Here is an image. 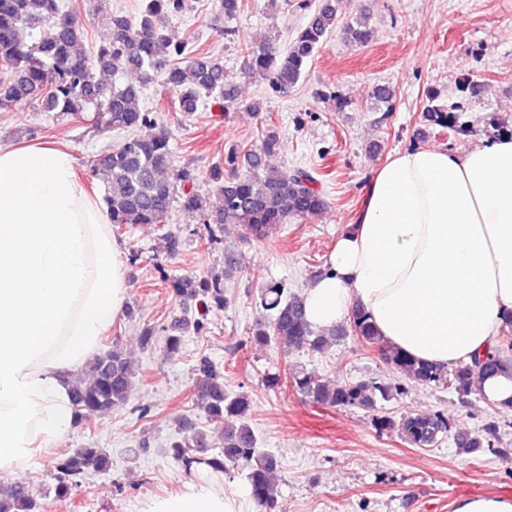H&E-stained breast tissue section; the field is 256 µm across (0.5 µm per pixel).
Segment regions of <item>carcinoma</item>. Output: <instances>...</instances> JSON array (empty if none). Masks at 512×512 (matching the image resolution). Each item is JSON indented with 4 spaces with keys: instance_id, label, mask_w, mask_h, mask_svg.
Listing matches in <instances>:
<instances>
[{
    "instance_id": "carcinoma-1",
    "label": "carcinoma",
    "mask_w": 512,
    "mask_h": 512,
    "mask_svg": "<svg viewBox=\"0 0 512 512\" xmlns=\"http://www.w3.org/2000/svg\"><path fill=\"white\" fill-rule=\"evenodd\" d=\"M183 9V0H143L134 17L112 16L111 31L87 55L79 51L85 31L80 22L60 7V0H0V109L35 104L44 112H56L75 119L93 114L96 124L110 130L155 127L148 137L133 136L99 153L93 172L103 176L104 199L110 209L113 227L123 230L139 225L163 226L168 223L172 203L180 200L183 209L199 214L210 232H224L232 224L255 240L266 239L273 229L298 218L319 213L325 206L320 191L313 187V176L304 170L283 173L271 168L268 157L278 144V133L264 129L260 145L240 155L230 152L225 166L210 170L222 204L211 207L195 188L196 174L189 168H176L171 132L158 125L153 113L139 107L141 86L134 83L108 84L103 76L118 71L134 72L148 80L163 75L178 111L191 114L204 102L223 112L245 109L261 111L258 102H244L236 82L224 71L218 56L199 52L189 40H175L166 22ZM336 0H322L308 16L294 39L285 47L270 40L247 48L248 73L267 81L275 91L294 87L305 68L336 28ZM346 36L363 46L371 32L362 21L349 24ZM460 105L428 104L421 119L433 131L452 129L459 123ZM172 294L193 298L203 311L200 317L179 324L204 327L206 311L224 307V274L213 271L197 276L163 275ZM260 307L269 319L256 323L250 341L274 344L284 354L294 351L320 352L336 342V331L317 334L306 320L305 301L298 294H286L278 284L261 291ZM351 332L367 347H377L385 361L399 374L418 385H432L461 396L478 391L481 380L495 375H512L511 330L498 337L497 344L472 363L442 369L415 361L397 351L381 347L379 336L363 311L349 317ZM196 371L202 384L201 401L211 420L224 423L217 433L221 454L198 458L192 448L208 446L207 436L196 434L193 443L176 441L174 460L187 470L204 465L225 471L240 462L249 465L248 485L252 502L262 512H283L277 501L274 474L277 458L257 448V438L248 425L251 401L244 393L229 394L224 389V373L209 357L198 360ZM86 377L72 383L71 399L77 416L104 415L127 403L133 387V372L118 345L97 354L85 368ZM289 384L313 402L329 407H358L373 413L380 434H395L416 448L438 446L451 432L448 418L433 414L390 415L379 410L402 386L374 378L340 382L330 386L292 367L268 372L263 387L277 392ZM457 448L472 454L500 443L499 426L489 420L476 434L453 435ZM105 455L97 448H82L58 459L55 492L67 495L72 482L90 468H102ZM0 512H43L28 483L16 482L10 495L0 499Z\"/></svg>"
}]
</instances>
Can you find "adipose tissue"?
Segmentation results:
<instances>
[{"label":"adipose tissue","mask_w":512,"mask_h":512,"mask_svg":"<svg viewBox=\"0 0 512 512\" xmlns=\"http://www.w3.org/2000/svg\"><path fill=\"white\" fill-rule=\"evenodd\" d=\"M105 202L63 147L0 146V473L59 444L71 385L127 301ZM308 323L365 311L384 345L452 368L512 320V139L393 153L307 285ZM141 512H242L198 485Z\"/></svg>","instance_id":"adipose-tissue-1"}]
</instances>
